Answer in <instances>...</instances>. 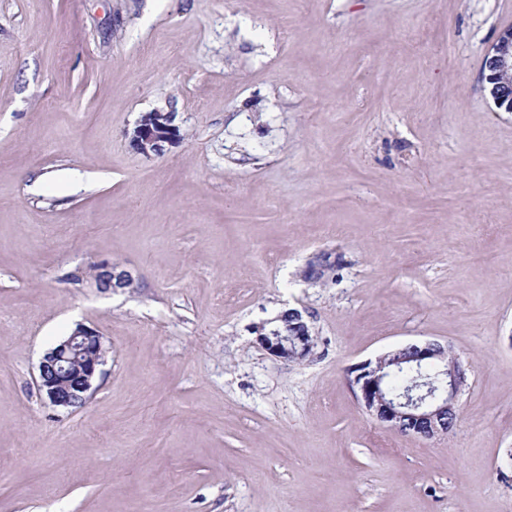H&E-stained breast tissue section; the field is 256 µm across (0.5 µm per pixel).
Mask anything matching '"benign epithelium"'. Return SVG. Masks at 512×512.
<instances>
[{
	"label": "benign epithelium",
	"mask_w": 512,
	"mask_h": 512,
	"mask_svg": "<svg viewBox=\"0 0 512 512\" xmlns=\"http://www.w3.org/2000/svg\"><path fill=\"white\" fill-rule=\"evenodd\" d=\"M480 79L489 91L496 108L512 113V28L504 29L485 53ZM175 113L153 110L146 112L128 132L131 147L145 156L159 154L164 147L180 139ZM105 283L112 287L118 279L123 288L134 280L126 271L112 272V267L99 268ZM257 343L272 356L285 362L305 360L315 345L313 332L301 311L288 309L254 327ZM415 352L414 360L436 368L437 385L415 381L400 394L382 386V369L401 368V352ZM109 347L103 336L90 327L77 324L71 333L55 344L38 366L37 389L48 405L76 409L84 406L96 390L94 383L103 373ZM467 363L453 347L434 341L412 343L390 350L375 360L356 365L351 373L357 397L365 411L380 425L402 434L432 437L449 431V417L457 416L458 399L467 383Z\"/></svg>",
	"instance_id": "obj_1"
}]
</instances>
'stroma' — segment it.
Returning a JSON list of instances; mask_svg holds the SVG:
<instances>
[{"label": "stroma", "mask_w": 512, "mask_h": 512, "mask_svg": "<svg viewBox=\"0 0 512 512\" xmlns=\"http://www.w3.org/2000/svg\"><path fill=\"white\" fill-rule=\"evenodd\" d=\"M510 26L512 0H0V512H512V113L479 80ZM155 109L181 137L145 156ZM288 308L300 363L251 331ZM78 323L108 361L56 409L38 366ZM423 341L469 364L432 438L351 375ZM174 120L175 113L157 109L142 114L127 133L131 147L145 156L160 154L166 144L180 139V130ZM275 321L286 324V333L282 334L269 325ZM257 343L272 356L285 362L305 360L315 345L313 332L301 311L288 309L276 317L255 326Z\"/></svg>", "instance_id": "stroma-1"}]
</instances>
